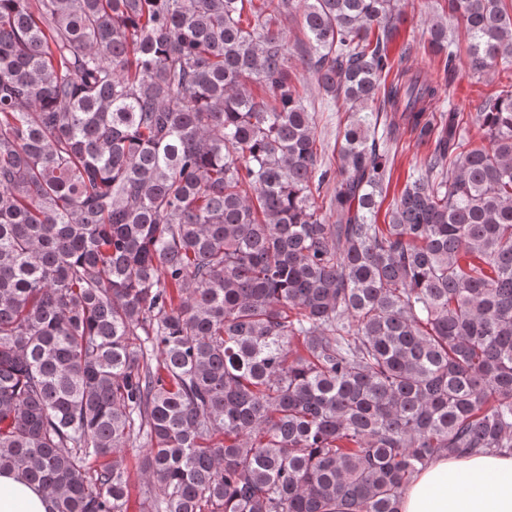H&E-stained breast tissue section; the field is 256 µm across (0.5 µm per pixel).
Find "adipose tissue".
<instances>
[{"instance_id":"obj_1","label":"adipose tissue","mask_w":512,"mask_h":512,"mask_svg":"<svg viewBox=\"0 0 512 512\" xmlns=\"http://www.w3.org/2000/svg\"><path fill=\"white\" fill-rule=\"evenodd\" d=\"M46 492L0 472V512H49ZM398 512H512V456L441 458L406 488Z\"/></svg>"}]
</instances>
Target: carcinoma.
<instances>
[{
	"mask_svg": "<svg viewBox=\"0 0 512 512\" xmlns=\"http://www.w3.org/2000/svg\"><path fill=\"white\" fill-rule=\"evenodd\" d=\"M468 70L509 0H446ZM348 105L339 166L275 26ZM398 0H0V471L53 512H397L512 455V90L435 122ZM452 71L448 23L427 27ZM270 100L252 96L250 85ZM402 126L434 142L377 223ZM335 223L323 216V200ZM142 454V449L137 446L129 447L125 450V464L127 466L130 482H131V495L128 503V512H139V488L143 483L142 475L139 468V456Z\"/></svg>",
	"mask_w": 512,
	"mask_h": 512,
	"instance_id": "1",
	"label": "carcinoma"
}]
</instances>
